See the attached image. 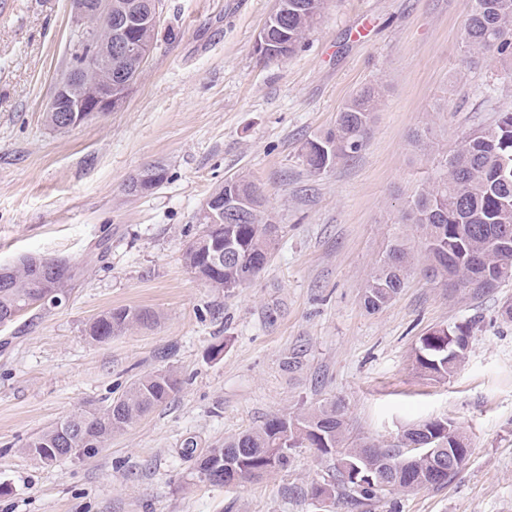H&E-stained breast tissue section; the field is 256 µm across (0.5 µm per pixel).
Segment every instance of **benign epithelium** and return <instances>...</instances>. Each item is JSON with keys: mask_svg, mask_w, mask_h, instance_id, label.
<instances>
[{"mask_svg": "<svg viewBox=\"0 0 512 512\" xmlns=\"http://www.w3.org/2000/svg\"><path fill=\"white\" fill-rule=\"evenodd\" d=\"M71 46L82 56L59 81L47 107L60 112L61 127H77L113 110V78L124 77L121 65L130 59L145 61L151 51L128 37V29L112 21V0H71Z\"/></svg>", "mask_w": 512, "mask_h": 512, "instance_id": "7a95c632", "label": "benign epithelium"}]
</instances>
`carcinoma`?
<instances>
[{
  "mask_svg": "<svg viewBox=\"0 0 512 512\" xmlns=\"http://www.w3.org/2000/svg\"><path fill=\"white\" fill-rule=\"evenodd\" d=\"M327 0H282L283 9L270 16L268 48L260 56L266 63L281 61L303 44L321 18ZM464 60L476 64L485 57L512 71V0H465ZM378 93L372 88L357 92L323 137L307 142L304 157L319 173L361 150L367 137ZM423 155L439 168L438 176L409 203L401 221L419 233L415 252L397 238L370 273L364 305L376 311L405 287L408 277L419 272L425 278L448 285L452 281L473 296L500 287L501 275L512 273V249L492 248L503 229L512 231V111L498 113L494 122L472 130L454 152L442 153L430 129L414 134ZM233 194L253 204L248 218L239 224H205L186 246V269L212 288L233 293L256 278L265 268L278 237L279 225L263 216L260 188L246 177L227 179L210 198L224 202ZM473 253H484L483 271L469 263ZM79 268L64 260L19 257L0 266V326L12 323L34 305L57 306ZM156 320L145 308H113L97 317L88 328L91 339L103 342ZM472 325L439 327L420 337L414 352L417 369L432 378L445 379L465 357ZM180 378L171 370H159L133 381L125 392L106 404L77 411L30 436L22 451L38 453V460L52 466L65 458V448H85L90 457L112 437L140 421L180 390ZM421 443L425 448L469 453L467 439L446 419H430L403 431L396 445H350L346 438L345 407L337 401L320 404L290 415L276 414L259 427L224 439L206 450L195 462L192 479L214 486L258 480L272 471L288 469L291 450L313 448L327 458L343 457L360 467L342 471L330 481L313 482L306 496L329 498L339 507L360 509L387 492L439 488L458 469L431 477L433 457L415 456L398 469L400 449Z\"/></svg>",
  "mask_w": 512,
  "mask_h": 512,
  "instance_id": "obj_1",
  "label": "carcinoma"
}]
</instances>
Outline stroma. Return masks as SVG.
<instances>
[{
	"mask_svg": "<svg viewBox=\"0 0 512 512\" xmlns=\"http://www.w3.org/2000/svg\"><path fill=\"white\" fill-rule=\"evenodd\" d=\"M272 0H162L156 43L118 110L66 131L45 121L70 62V0H8L0 12V265L23 254L80 267L63 303L0 327V512H324L301 493L334 466L312 448L288 470L230 486L192 481L196 457L268 417L331 399L356 443L391 445L442 418L466 436V463L441 488L386 495L362 512H512V279L480 296L420 274L382 310L366 281L436 167L413 133L452 149L512 108V79L460 52L465 0H327L288 59L254 52ZM379 91L364 146L315 173L303 147L362 88ZM148 194L127 191L149 165ZM260 187L281 227L265 269L225 293L182 260L198 213L225 179ZM118 307L152 326L105 342L88 324ZM472 322L448 378L413 350L437 327ZM223 345L212 356L214 345ZM173 370L180 391L97 454L46 467L31 435L135 378Z\"/></svg>",
	"mask_w": 512,
	"mask_h": 512,
	"instance_id": "1",
	"label": "stroma"
}]
</instances>
